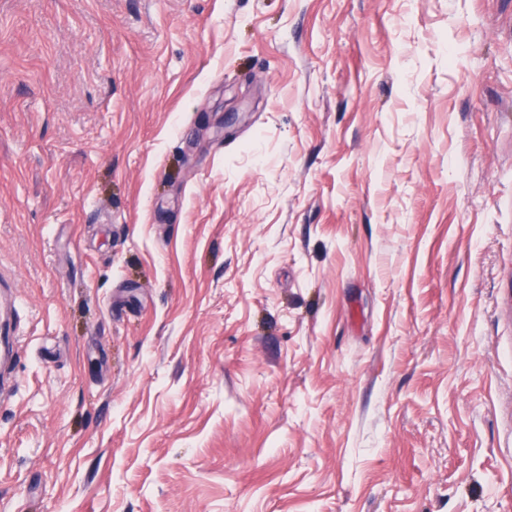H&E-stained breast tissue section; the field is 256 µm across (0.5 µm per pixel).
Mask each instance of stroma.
<instances>
[{
  "label": "stroma",
  "mask_w": 512,
  "mask_h": 512,
  "mask_svg": "<svg viewBox=\"0 0 512 512\" xmlns=\"http://www.w3.org/2000/svg\"><path fill=\"white\" fill-rule=\"evenodd\" d=\"M0 512H512V0H0Z\"/></svg>",
  "instance_id": "obj_1"
}]
</instances>
